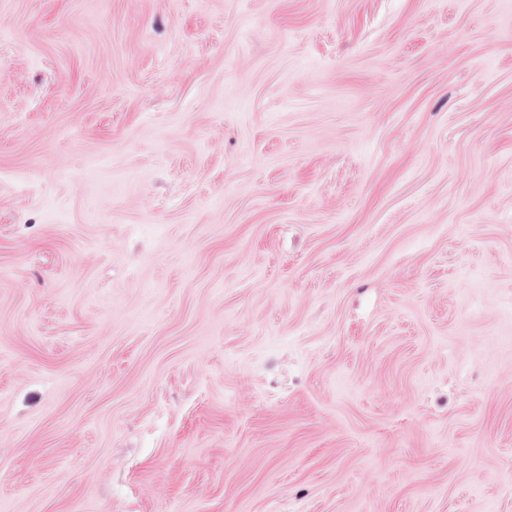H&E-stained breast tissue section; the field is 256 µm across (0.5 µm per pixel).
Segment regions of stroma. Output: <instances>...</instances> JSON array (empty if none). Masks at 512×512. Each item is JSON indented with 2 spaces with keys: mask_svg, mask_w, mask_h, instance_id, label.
<instances>
[{
  "mask_svg": "<svg viewBox=\"0 0 512 512\" xmlns=\"http://www.w3.org/2000/svg\"><path fill=\"white\" fill-rule=\"evenodd\" d=\"M0 512H512V0H0Z\"/></svg>",
  "mask_w": 512,
  "mask_h": 512,
  "instance_id": "stroma-1",
  "label": "stroma"
}]
</instances>
